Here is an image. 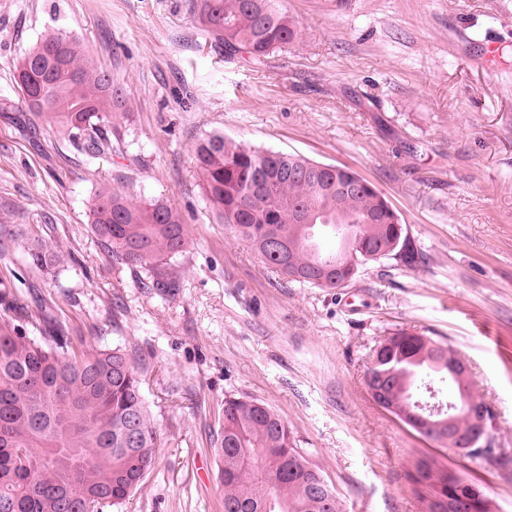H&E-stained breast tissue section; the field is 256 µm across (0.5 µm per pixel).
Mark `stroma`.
<instances>
[{
	"label": "stroma",
	"mask_w": 512,
	"mask_h": 512,
	"mask_svg": "<svg viewBox=\"0 0 512 512\" xmlns=\"http://www.w3.org/2000/svg\"><path fill=\"white\" fill-rule=\"evenodd\" d=\"M187 3L0 0V310L137 350L159 433L141 488L104 512H224L229 395L288 423L342 512H427L408 481L421 458L512 512V0H283L299 39L259 66L225 59ZM51 31L123 84L111 150L89 156L18 108L13 62ZM492 38L494 69L480 61ZM214 133L357 172L399 212L418 263H371L334 290L278 276L206 202L192 154ZM102 188L182 215L176 289L113 265L88 219ZM26 243L56 249L60 277L27 265ZM400 329L467 363L493 412L489 457L459 458L373 401L365 374Z\"/></svg>",
	"instance_id": "obj_1"
}]
</instances>
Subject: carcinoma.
<instances>
[{"mask_svg":"<svg viewBox=\"0 0 512 512\" xmlns=\"http://www.w3.org/2000/svg\"><path fill=\"white\" fill-rule=\"evenodd\" d=\"M205 36L224 56L246 52L258 63L295 42L298 22L282 0H190ZM28 111L46 117L85 148H112L114 119L127 107L123 85L85 58L79 41L45 36L16 63ZM194 164L216 217L250 241L263 262L292 281L324 288L316 272L344 256L352 282L366 265L415 261L400 215L357 172L294 153L264 150L213 134L194 151ZM90 224L112 262L141 267L156 288H175L166 267L181 255L189 230L171 206L134 202L101 190ZM27 264L59 276L58 253L32 247ZM30 334L0 320V512H98L128 500L155 462L158 436L143 392L135 350H87L61 325ZM390 338L380 365L391 400L418 391L437 374L424 343ZM224 512H340L332 484L306 471L309 452L263 401L224 398ZM412 483L442 495L466 496L473 479L434 459H420Z\"/></svg>","mask_w":512,"mask_h":512,"instance_id":"cac0c4a2","label":"carcinoma"}]
</instances>
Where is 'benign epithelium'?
<instances>
[{
  "label": "benign epithelium",
  "mask_w": 512,
  "mask_h": 512,
  "mask_svg": "<svg viewBox=\"0 0 512 512\" xmlns=\"http://www.w3.org/2000/svg\"><path fill=\"white\" fill-rule=\"evenodd\" d=\"M448 377L457 378L458 387L453 401L448 406V415H442V410H429L417 401L409 402L412 395L406 396V401L396 408L389 405L382 390L373 386L370 394L374 401L386 412L397 414L424 439L437 438L461 457L466 458L477 448L488 445L489 416L491 409L481 399L474 396L466 381L470 378L468 365L458 356L448 354ZM468 418L470 429L466 432L457 428V420ZM428 512H496L495 502L479 488H474L470 499H447L439 494L431 493L426 497Z\"/></svg>",
  "instance_id": "benign-epithelium-1"
}]
</instances>
